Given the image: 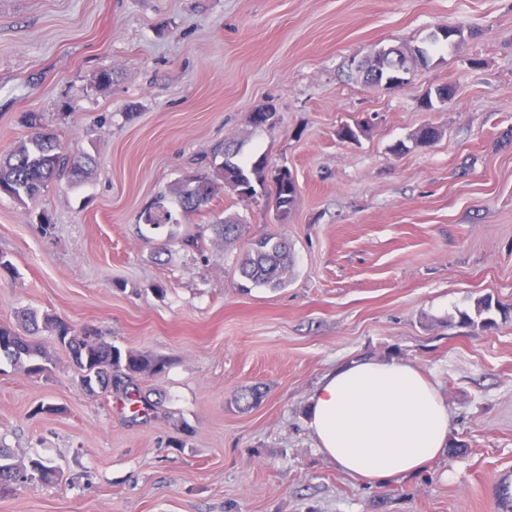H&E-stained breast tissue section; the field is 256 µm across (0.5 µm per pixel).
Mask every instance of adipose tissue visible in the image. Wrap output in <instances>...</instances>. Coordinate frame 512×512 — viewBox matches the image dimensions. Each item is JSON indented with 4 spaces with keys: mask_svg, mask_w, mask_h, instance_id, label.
Listing matches in <instances>:
<instances>
[{
    "mask_svg": "<svg viewBox=\"0 0 512 512\" xmlns=\"http://www.w3.org/2000/svg\"><path fill=\"white\" fill-rule=\"evenodd\" d=\"M307 424L341 471L380 486L422 472L448 446V409L410 362L362 359L326 373L309 397Z\"/></svg>",
    "mask_w": 512,
    "mask_h": 512,
    "instance_id": "adipose-tissue-1",
    "label": "adipose tissue"
}]
</instances>
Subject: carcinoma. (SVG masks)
I'll list each match as a JSON object with an SVG mask.
<instances>
[{
    "label": "carcinoma",
    "mask_w": 512,
    "mask_h": 512,
    "mask_svg": "<svg viewBox=\"0 0 512 512\" xmlns=\"http://www.w3.org/2000/svg\"><path fill=\"white\" fill-rule=\"evenodd\" d=\"M454 92L449 85L437 87L422 100L421 106L434 107V102L448 98ZM28 134L20 139L6 155H0V195L24 203L40 197L45 189L62 178L71 185H79L89 175L94 159L88 153L69 154L57 134L43 124L42 116L36 112L24 115ZM240 148L232 142L215 147V154L223 161L211 169L196 170V179H185L167 192L159 195L153 203L154 216L143 220L151 230H159L178 223L175 214L198 212L214 199L218 190L230 188L240 193L242 199H252L257 188L264 186L266 169L265 157L250 162L239 160ZM276 214L285 221L297 199V184L290 173L274 181ZM215 232L224 239V244L235 245L243 234V224L226 219L214 225ZM293 263L288 238L279 233H270L248 243L239 263V275L244 288H280L288 281ZM492 300L478 301L476 315L479 320L465 314L462 323L470 328L490 329L494 319L483 314L492 310ZM44 324L53 332L56 341L69 354L73 365L82 372L81 383L89 390L98 387L105 392L117 390L122 393L134 415L147 414L155 407L150 395L139 387L145 377L161 374L168 360L148 352H121L116 346L96 338L89 341L75 332L63 319L45 316ZM0 357L14 364L26 366L29 373L40 374L47 370L51 358L47 351L31 342L28 337L9 323L0 322ZM30 474H22L12 456L0 449V493L14 489L34 480L52 482L58 476L55 467L45 460L33 458Z\"/></svg>",
    "instance_id": "carcinoma-1"
}]
</instances>
